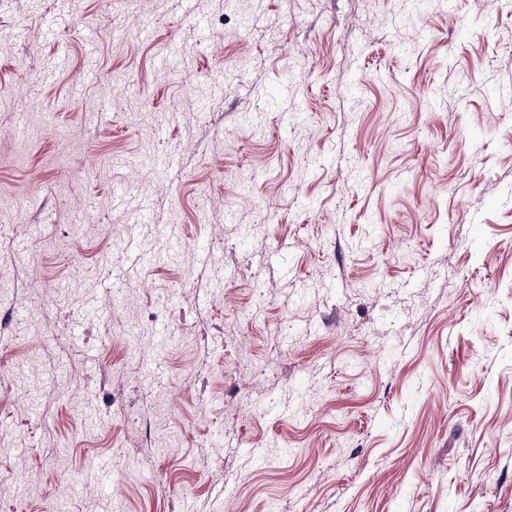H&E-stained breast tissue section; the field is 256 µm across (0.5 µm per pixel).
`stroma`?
I'll use <instances>...</instances> for the list:
<instances>
[{
	"label": "stroma",
	"instance_id": "obj_1",
	"mask_svg": "<svg viewBox=\"0 0 512 512\" xmlns=\"http://www.w3.org/2000/svg\"><path fill=\"white\" fill-rule=\"evenodd\" d=\"M5 475L512 512V0H0Z\"/></svg>",
	"mask_w": 512,
	"mask_h": 512
}]
</instances>
